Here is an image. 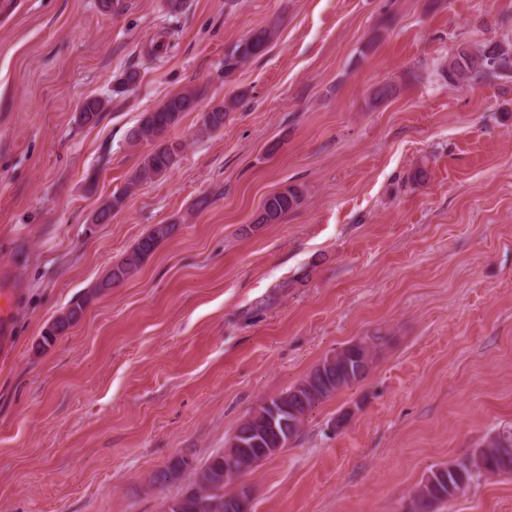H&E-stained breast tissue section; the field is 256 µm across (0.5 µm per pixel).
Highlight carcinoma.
<instances>
[{
	"label": "carcinoma",
	"instance_id": "cac0c4a2",
	"mask_svg": "<svg viewBox=\"0 0 512 512\" xmlns=\"http://www.w3.org/2000/svg\"><path fill=\"white\" fill-rule=\"evenodd\" d=\"M272 37L268 28L255 30L239 41L224 55V73L237 69L249 59L262 54ZM512 77V42L490 41L482 46L460 45L448 55L441 68V77L450 84H479L489 77ZM198 95L194 91L177 92L158 107L140 116L129 133L134 145L146 144V151L125 186L106 199L92 218L94 224H106L112 213L120 210L127 195L138 187L165 178L179 164L183 144L167 139V134L187 112L196 109ZM105 108L98 98L86 100L79 114L83 123L95 122ZM230 105L222 102L202 113L199 133L202 136L221 131ZM299 190L289 187L266 197L255 219L257 224H270L293 209L299 202ZM173 224L154 225L137 243L125 259L113 266L98 286L106 290L134 275L155 249L174 232ZM89 297L74 301L57 315L42 336L44 345H51L81 318ZM375 344L353 352H338L311 369L298 383L275 398H271L243 420L233 439L253 443L255 448H275L270 436L271 419H293L296 430H301L306 415L314 408L335 397L341 390L362 381L370 372ZM470 457L478 459L470 469L464 461L430 468L410 494L412 512H442L444 506L461 495L473 483L489 476L512 473V424L499 426L487 435L481 446ZM182 474L173 465L155 472L151 483L162 487ZM237 471L224 472V454L213 456L204 467L193 470V480L187 492L176 500L170 512H224V497L235 490L227 486L238 478Z\"/></svg>",
	"mask_w": 512,
	"mask_h": 512
}]
</instances>
